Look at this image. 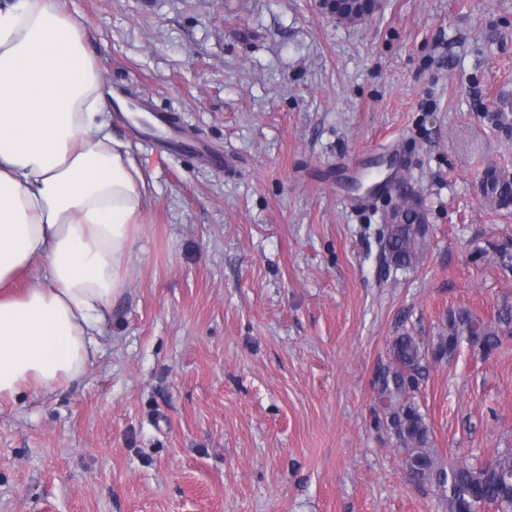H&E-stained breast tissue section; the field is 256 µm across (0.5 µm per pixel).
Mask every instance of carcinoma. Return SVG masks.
Returning <instances> with one entry per match:
<instances>
[{
    "label": "carcinoma",
    "mask_w": 512,
    "mask_h": 512,
    "mask_svg": "<svg viewBox=\"0 0 512 512\" xmlns=\"http://www.w3.org/2000/svg\"><path fill=\"white\" fill-rule=\"evenodd\" d=\"M486 195L498 209L512 206V178L495 169L485 173ZM406 223L385 225L384 250L397 268L414 269L429 247V227L423 212L409 207ZM512 330V304H503L486 321L467 309L448 311L437 336L422 340L407 329L393 337L387 360L372 381L378 423L405 454L407 475L418 483L434 486L447 512H512V448L475 463L443 460L434 446L429 422L417 402L420 383L429 362L454 357L462 343L491 353L500 336Z\"/></svg>",
    "instance_id": "1"
}]
</instances>
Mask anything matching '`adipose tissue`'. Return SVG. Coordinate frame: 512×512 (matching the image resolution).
<instances>
[{
    "instance_id": "adipose-tissue-1",
    "label": "adipose tissue",
    "mask_w": 512,
    "mask_h": 512,
    "mask_svg": "<svg viewBox=\"0 0 512 512\" xmlns=\"http://www.w3.org/2000/svg\"><path fill=\"white\" fill-rule=\"evenodd\" d=\"M85 37L55 0H0V401L96 359L148 203Z\"/></svg>"
}]
</instances>
